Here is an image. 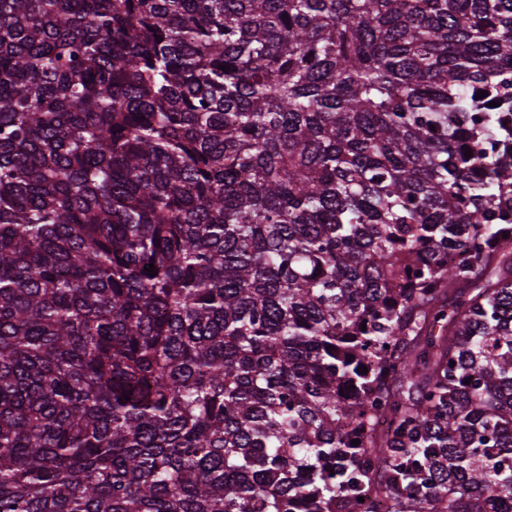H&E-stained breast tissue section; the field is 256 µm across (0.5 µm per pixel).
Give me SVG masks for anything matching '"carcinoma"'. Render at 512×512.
<instances>
[{
    "label": "carcinoma",
    "mask_w": 512,
    "mask_h": 512,
    "mask_svg": "<svg viewBox=\"0 0 512 512\" xmlns=\"http://www.w3.org/2000/svg\"><path fill=\"white\" fill-rule=\"evenodd\" d=\"M0 512H512V0H0Z\"/></svg>",
    "instance_id": "carcinoma-1"
}]
</instances>
